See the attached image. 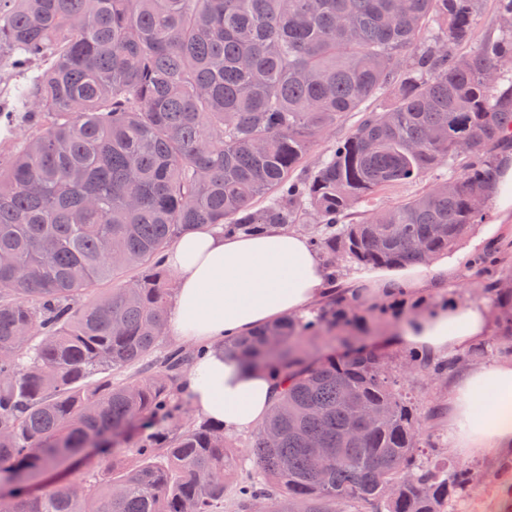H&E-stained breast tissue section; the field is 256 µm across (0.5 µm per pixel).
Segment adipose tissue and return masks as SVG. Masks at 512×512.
I'll list each match as a JSON object with an SVG mask.
<instances>
[{
	"label": "adipose tissue",
	"instance_id": "ef3b65f1",
	"mask_svg": "<svg viewBox=\"0 0 512 512\" xmlns=\"http://www.w3.org/2000/svg\"><path fill=\"white\" fill-rule=\"evenodd\" d=\"M459 260L441 253L426 265L355 271L343 293L383 300L402 290L415 297L452 278ZM166 264L176 279L169 334L209 345L186 372V393L199 414L223 423L225 434L250 430L265 419L279 381L246 367L227 346L260 327L311 317L331 291L321 256L306 235L281 227L229 237L201 228L171 242ZM493 329L485 302L444 299L408 318L400 344L430 358L448 357ZM448 444L461 456L512 457V359L476 363L459 375L448 396Z\"/></svg>",
	"mask_w": 512,
	"mask_h": 512
}]
</instances>
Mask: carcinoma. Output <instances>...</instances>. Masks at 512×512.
<instances>
[{"label":"carcinoma","instance_id":"obj_1","mask_svg":"<svg viewBox=\"0 0 512 512\" xmlns=\"http://www.w3.org/2000/svg\"><path fill=\"white\" fill-rule=\"evenodd\" d=\"M480 0H0V512H449L471 467L425 456L416 403L371 350L307 359L343 319L230 344L288 376L250 443L209 418L171 432L195 353L148 360L173 288L179 235L320 225L311 244L367 267L453 249L485 215L512 148V0L472 44ZM393 93L389 105L373 102ZM355 118L296 174L310 145ZM443 180L360 216L368 196ZM266 205L258 206V201ZM458 359L410 363L436 377ZM378 417L362 431L345 394ZM276 440L268 441V436ZM131 441L117 459L113 439ZM337 448L314 472L310 444ZM92 473L34 490L91 444ZM411 471L410 480L399 471Z\"/></svg>","mask_w":512,"mask_h":512}]
</instances>
